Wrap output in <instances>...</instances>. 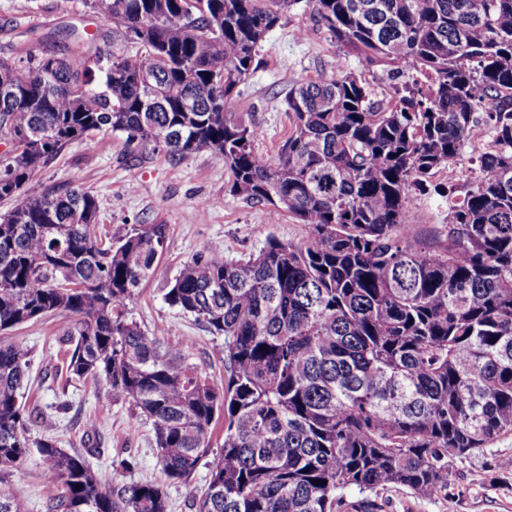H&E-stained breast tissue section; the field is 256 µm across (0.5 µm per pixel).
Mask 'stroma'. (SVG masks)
Returning <instances> with one entry per match:
<instances>
[{
  "instance_id": "obj_1",
  "label": "stroma",
  "mask_w": 512,
  "mask_h": 512,
  "mask_svg": "<svg viewBox=\"0 0 512 512\" xmlns=\"http://www.w3.org/2000/svg\"><path fill=\"white\" fill-rule=\"evenodd\" d=\"M112 38L111 22L86 7L84 0H0V58L16 61L66 49L92 55L111 48ZM340 72L365 78L374 98L394 93L395 83L386 73L346 55L315 25L310 7L300 0L263 42L257 68L239 86L229 110L234 118L261 130L256 143L260 152L276 156L288 137L289 88L302 79L330 80ZM480 145L477 139L469 143L456 164L435 174L434 183L461 190L472 186L481 175L474 161ZM230 185L221 156L192 154L175 161L158 148L129 147L125 134L104 132L94 148L77 143L68 147L27 188L36 194L68 186L91 192L99 203V232L115 239L137 224L166 225L163 254L153 276L128 302L127 316L160 343L187 340L186 363L220 383L223 337L170 307L164 299L168 284L200 244L226 258L243 259L258 253L269 240L297 243L308 233L306 225L288 215L272 217L267 205L233 194ZM409 205L422 236L436 238L448 222L447 197L415 193ZM71 324L69 314L59 313L0 332V345L20 344L29 351L20 402L32 434L48 432L59 447L76 449L84 445L85 421L96 418V439L104 453L93 459L92 466L100 477L117 486L163 483L169 512H196L193 500L208 479L206 466H199L189 483L167 480L151 424L133 406L106 400L101 386L68 377L60 340ZM120 456L132 458V466H118ZM508 457L511 435L469 457L450 460L447 494L421 499L407 490L391 489L379 493L378 512H512V469L501 465ZM0 488L23 499L27 512H47L50 499L62 490L45 478L35 453L22 466L0 473Z\"/></svg>"
}]
</instances>
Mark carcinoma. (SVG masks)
<instances>
[{
  "mask_svg": "<svg viewBox=\"0 0 512 512\" xmlns=\"http://www.w3.org/2000/svg\"><path fill=\"white\" fill-rule=\"evenodd\" d=\"M299 0H112L126 45L0 59V331L67 312L66 373L104 382L152 425L158 461L186 482L213 456L196 512H375L368 494L448 493V460L512 434V0H307L349 55L391 76L389 101L351 74L288 91L277 159L227 111L267 34ZM150 72L153 88L140 84ZM42 131L41 143L16 139ZM127 134L176 160L224 158L231 192L308 227L229 260L200 245L165 301L224 337V382L126 316L163 254L166 225L117 242L78 187L26 183L74 142ZM488 141L482 177L449 200L444 238L419 240L412 192ZM28 350L0 346V472L36 449L63 487L47 512H168L163 486L99 478L96 448L32 437L19 403ZM224 441L211 454L212 430ZM355 490L362 498L349 502ZM0 512H27L0 490Z\"/></svg>",
  "mask_w": 512,
  "mask_h": 512,
  "instance_id": "obj_1",
  "label": "carcinoma"
}]
</instances>
